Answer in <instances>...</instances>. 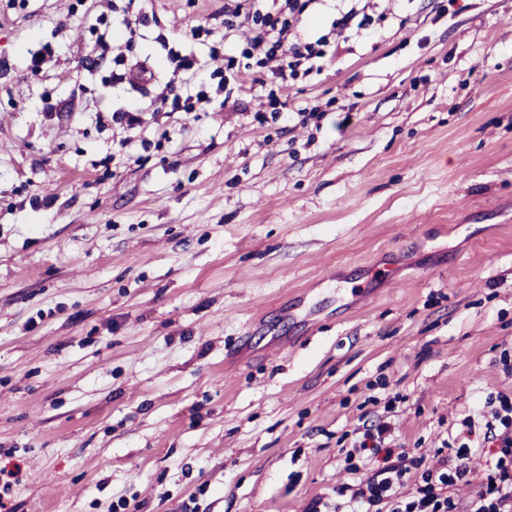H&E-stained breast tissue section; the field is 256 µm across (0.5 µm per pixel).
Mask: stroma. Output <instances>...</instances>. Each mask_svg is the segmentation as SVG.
<instances>
[{
  "instance_id": "obj_1",
  "label": "stroma",
  "mask_w": 512,
  "mask_h": 512,
  "mask_svg": "<svg viewBox=\"0 0 512 512\" xmlns=\"http://www.w3.org/2000/svg\"><path fill=\"white\" fill-rule=\"evenodd\" d=\"M111 2L0 0L8 512H312L355 483L370 396L429 458L512 391V0H374L377 34L283 91L320 125L252 124L243 66L233 102L133 139L113 111L169 50L215 68L224 0H144L142 84L94 51Z\"/></svg>"
}]
</instances>
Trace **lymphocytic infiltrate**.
<instances>
[{"label": "lymphocytic infiltrate", "mask_w": 512, "mask_h": 512, "mask_svg": "<svg viewBox=\"0 0 512 512\" xmlns=\"http://www.w3.org/2000/svg\"><path fill=\"white\" fill-rule=\"evenodd\" d=\"M316 0H224V39L233 51L223 69L209 73L217 91L232 96L234 73L243 65L265 72L272 90L252 114L263 126L279 120L288 103L278 91L321 74L324 62L357 34L376 31L378 17L361 0H339L327 32L304 38L300 24ZM490 446L487 470L475 496L460 502L454 487L473 479L467 465L472 451ZM424 464L396 444L391 422L378 420L356 437L343 458L354 485L339 488L332 512H512V393L487 394L479 417L465 416L460 429Z\"/></svg>", "instance_id": "lymphocytic-infiltrate-1"}]
</instances>
